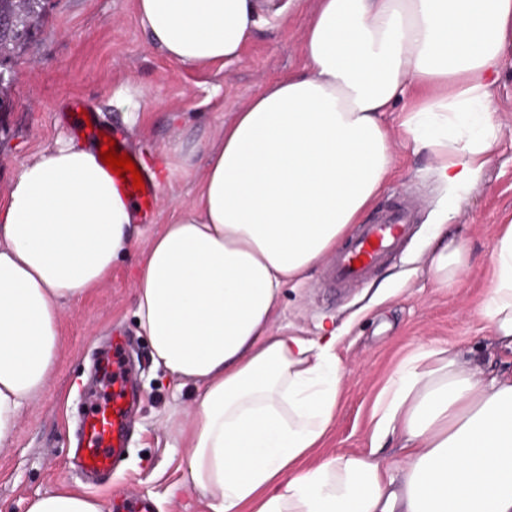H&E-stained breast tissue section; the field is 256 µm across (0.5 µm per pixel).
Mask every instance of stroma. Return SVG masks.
<instances>
[{"mask_svg": "<svg viewBox=\"0 0 512 512\" xmlns=\"http://www.w3.org/2000/svg\"><path fill=\"white\" fill-rule=\"evenodd\" d=\"M258 14L259 24L238 59L221 68H196L171 61L151 42L135 0H43L30 41L12 56L10 107L0 112V197L37 149L71 139L70 129L53 116L63 97L92 101L104 121L119 127L122 114L109 99L113 87L127 81L144 101L141 134L128 145L144 163L167 154L169 170L157 180L158 204L130 256L113 266L102 288L64 312L55 370L21 415L11 448L0 453V512H27L31 500L61 489L99 500L104 512H113V499L129 495L148 498L154 512H208L190 486L176 428L197 391L176 387L155 367L133 315V281L147 236L191 198L206 167V148L222 134L225 121L265 85L303 64V15L282 21L263 5ZM492 85L505 127L479 183L448 221L450 236L469 249V269L459 281L441 288L428 273V236L447 191L432 156L416 149L402 127L407 108L402 100L384 115L395 167L375 205L403 196L414 200V232L404 252L356 288H325L319 263L303 282L283 290L279 327L311 338L325 328L341 336L336 352L344 372L342 404L321 455L369 451L372 401L395 365L417 346H458L466 360L485 370L505 359L479 306L496 229L512 218V65L493 76ZM115 327L130 337L140 365L134 426L121 470L111 484L94 487L71 469L74 425L91 386L94 348Z\"/></svg>", "mask_w": 512, "mask_h": 512, "instance_id": "obj_1", "label": "stroma"}]
</instances>
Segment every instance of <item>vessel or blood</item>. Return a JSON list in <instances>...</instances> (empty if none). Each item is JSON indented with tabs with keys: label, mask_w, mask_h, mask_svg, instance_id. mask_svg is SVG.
<instances>
[{
	"label": "vessel or blood",
	"mask_w": 512,
	"mask_h": 512,
	"mask_svg": "<svg viewBox=\"0 0 512 512\" xmlns=\"http://www.w3.org/2000/svg\"><path fill=\"white\" fill-rule=\"evenodd\" d=\"M57 113L68 120L75 133L86 136L94 148H101L103 135L112 132L111 126L102 122L97 112L87 111L80 99L64 100ZM112 182L121 197L136 203L139 218L152 214L158 190L151 175H144V189L140 192L120 177H113ZM412 215L410 202L401 201L384 209L374 223L362 225L327 269L328 287L344 288L367 280L401 248L410 231ZM123 349V341L115 340L111 352L99 360L97 370L103 395L80 413L76 423V466L86 476L110 474L125 451L129 429V378Z\"/></svg>",
	"instance_id": "b4317fda"
}]
</instances>
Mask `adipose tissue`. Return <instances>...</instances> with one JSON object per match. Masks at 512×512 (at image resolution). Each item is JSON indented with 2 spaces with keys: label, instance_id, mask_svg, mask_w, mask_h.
I'll use <instances>...</instances> for the list:
<instances>
[{
  "label": "adipose tissue",
  "instance_id": "1",
  "mask_svg": "<svg viewBox=\"0 0 512 512\" xmlns=\"http://www.w3.org/2000/svg\"><path fill=\"white\" fill-rule=\"evenodd\" d=\"M151 41L187 66L235 60L256 0H136ZM307 11L304 65L225 123L194 198L153 234L134 316L155 364L198 395L178 423L209 512H512V367L484 375L453 345H423L377 392L365 454L311 462L339 408L338 337L276 325L284 288L330 258L383 191V112L449 189L428 245L435 282L469 268L448 219L502 133L487 76L512 57V0H286ZM136 241L133 207L92 147L35 152L0 199V452L55 369L66 305L103 286ZM481 310L512 353V223L499 225ZM398 438L404 455L381 456ZM27 512H103L59 491Z\"/></svg>",
  "mask_w": 512,
  "mask_h": 512
}]
</instances>
